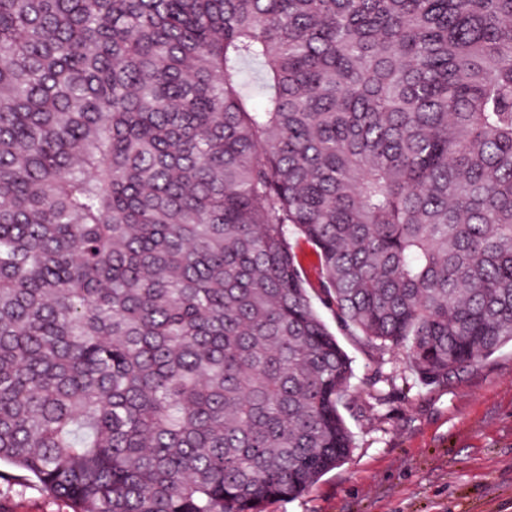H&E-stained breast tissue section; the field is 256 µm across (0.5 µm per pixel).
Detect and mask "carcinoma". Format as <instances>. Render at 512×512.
Returning <instances> with one entry per match:
<instances>
[{
  "instance_id": "carcinoma-1",
  "label": "carcinoma",
  "mask_w": 512,
  "mask_h": 512,
  "mask_svg": "<svg viewBox=\"0 0 512 512\" xmlns=\"http://www.w3.org/2000/svg\"><path fill=\"white\" fill-rule=\"evenodd\" d=\"M320 300L430 382L512 342V0H0V462L69 512L341 464Z\"/></svg>"
}]
</instances>
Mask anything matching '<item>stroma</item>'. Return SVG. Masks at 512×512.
I'll return each instance as SVG.
<instances>
[{"label":"stroma","mask_w":512,"mask_h":512,"mask_svg":"<svg viewBox=\"0 0 512 512\" xmlns=\"http://www.w3.org/2000/svg\"><path fill=\"white\" fill-rule=\"evenodd\" d=\"M318 312L352 360L339 411L354 437L346 462L302 495L264 512H512V344L439 383L423 382L405 353H377ZM382 375L373 399L367 378ZM10 512H67L26 472L0 481Z\"/></svg>","instance_id":"obj_1"}]
</instances>
